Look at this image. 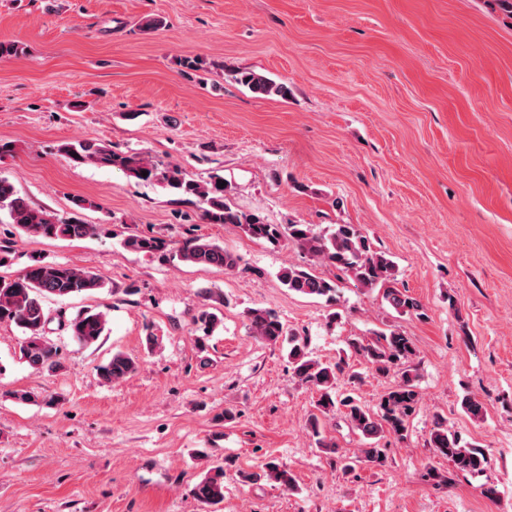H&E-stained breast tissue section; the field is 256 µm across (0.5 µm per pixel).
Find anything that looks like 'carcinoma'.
<instances>
[{
	"instance_id": "obj_1",
	"label": "carcinoma",
	"mask_w": 512,
	"mask_h": 512,
	"mask_svg": "<svg viewBox=\"0 0 512 512\" xmlns=\"http://www.w3.org/2000/svg\"><path fill=\"white\" fill-rule=\"evenodd\" d=\"M234 81L251 92L267 98L286 99L291 90L284 83L253 70H235ZM58 151L76 166L92 164L122 170L133 180L153 184L177 197V201L196 204L209 224H232L245 235L277 242L288 241L305 252L312 260L332 266L354 279L361 287L382 290V297L399 314H417L419 301L398 288L396 264L385 252L377 249L355 224H329L318 228L312 224H267L260 217L234 209L228 199L231 185L218 187L224 177L213 174L207 181L189 177L181 167L152 161L138 153L117 152L112 146L96 139L64 143ZM147 175H142V172ZM94 207L93 201L77 196L72 199L70 211L58 215L44 208L31 206L20 196L15 185L0 177V216L24 234L49 240H81L99 233L97 224L83 218L84 211ZM123 246L135 253H158L167 250V242L157 236L131 234L123 239ZM173 257L179 261L200 266L234 270L240 257L204 237L187 236L179 243ZM279 278L289 290L309 297L336 301V281L317 275L294 265L281 269ZM104 287L93 271L66 263L44 264L35 261L11 278L0 276V322H10L21 329L24 339L19 345V360L35 370H52L60 366L59 350L45 339L49 315L43 301L47 297L69 298ZM218 300L216 305L200 309L194 317L196 330L202 338L211 336L223 322ZM250 329L256 338L269 344L288 340V358L295 375L314 387L319 394L316 408L319 414L310 419L312 436L320 448L336 450V444L326 441L320 430L319 415L336 407L344 408L351 427L365 441L361 455L354 457L359 464L381 466L385 463L386 449L379 447L385 434L398 437L407 430L406 421L418 401L415 379L405 369L415 355L409 337L397 330L378 332L370 340L353 339L349 346L380 373L393 368L400 372V381L385 393L377 410H370L354 396L338 395L337 381L345 370V362L322 363L308 351V337L287 334L278 315L271 310L252 308L247 313ZM68 335L82 345L99 340L107 326V316L101 311L84 310L64 323ZM137 369V360L116 352L98 367L107 382L121 381ZM430 445L437 455L448 459L463 473L484 471L487 458L478 445L464 441L437 419L430 432ZM266 478L288 490L294 488L295 479L283 464L269 462L260 473L244 475L247 481ZM196 497L205 505H218L224 501V468L212 466L195 487Z\"/></svg>"
}]
</instances>
